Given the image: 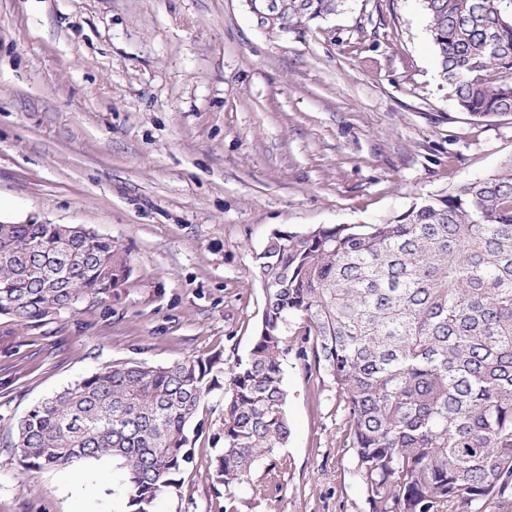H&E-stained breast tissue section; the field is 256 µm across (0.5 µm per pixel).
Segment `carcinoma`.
Returning a JSON list of instances; mask_svg holds the SVG:
<instances>
[{
  "label": "carcinoma",
  "instance_id": "1",
  "mask_svg": "<svg viewBox=\"0 0 512 512\" xmlns=\"http://www.w3.org/2000/svg\"><path fill=\"white\" fill-rule=\"evenodd\" d=\"M347 0H279L286 38ZM440 76L477 120L512 115V0H421ZM0 313L37 324L111 302L126 252L80 226L0 225ZM262 320L228 386L221 356L118 361L30 409L12 447L29 471L111 459L130 512H155L192 463L193 422L224 389L208 476L222 512L288 442L289 326L336 389L371 512H512V159L394 219L274 230L255 253Z\"/></svg>",
  "mask_w": 512,
  "mask_h": 512
}]
</instances>
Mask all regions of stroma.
Listing matches in <instances>:
<instances>
[{
	"label": "stroma",
	"instance_id": "stroma-1",
	"mask_svg": "<svg viewBox=\"0 0 512 512\" xmlns=\"http://www.w3.org/2000/svg\"><path fill=\"white\" fill-rule=\"evenodd\" d=\"M512 159V115L474 120L444 86L420 0H350L273 40L240 0H0V223L75 224L125 250L110 306L31 326L0 314V512H129L116 462L25 471L35 404L116 361L246 358L273 230L378 223ZM303 336L283 363L291 434L239 512H370L328 380ZM180 496L218 512L207 467L224 393L199 414ZM278 488L265 489L268 470Z\"/></svg>",
	"mask_w": 512,
	"mask_h": 512
}]
</instances>
